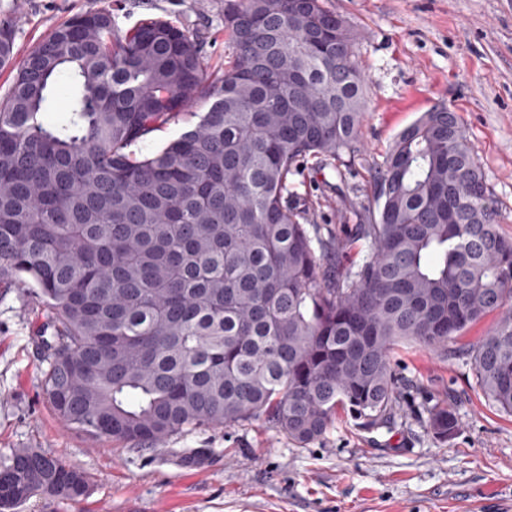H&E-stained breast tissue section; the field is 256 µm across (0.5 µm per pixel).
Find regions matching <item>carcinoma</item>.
<instances>
[{
  "instance_id": "carcinoma-1",
  "label": "carcinoma",
  "mask_w": 512,
  "mask_h": 512,
  "mask_svg": "<svg viewBox=\"0 0 512 512\" xmlns=\"http://www.w3.org/2000/svg\"><path fill=\"white\" fill-rule=\"evenodd\" d=\"M224 72L198 39L112 7L56 26L0 97V284L31 286L57 416L155 446L263 419L305 447L339 411L366 427L399 410L394 353L442 350L498 312L473 352L476 385L512 416V238L457 113L433 106L374 164L355 241L305 223L289 180L310 158L345 177L360 156L367 77L357 34L323 0H228ZM15 19L0 18V68ZM71 89L58 123L55 86ZM202 112H192L196 104ZM151 156L131 147L170 123ZM427 428L446 441L456 413ZM87 479L32 449L0 465V512L76 499Z\"/></svg>"
}]
</instances>
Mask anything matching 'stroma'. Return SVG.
Segmentation results:
<instances>
[{
  "label": "stroma",
  "instance_id": "1",
  "mask_svg": "<svg viewBox=\"0 0 512 512\" xmlns=\"http://www.w3.org/2000/svg\"><path fill=\"white\" fill-rule=\"evenodd\" d=\"M226 0H112L119 32L163 17L203 43L212 70L224 68ZM103 0H0L15 15L14 55L56 25ZM358 32L367 75L362 165L346 194L370 191L373 163L395 136L438 103L456 112L512 237V0H324ZM292 190L312 202L315 223L339 236L336 174L305 165ZM44 318L24 285L0 288V460L40 450L82 471L78 501L35 496L18 512H512V417L476 386L472 347L497 321L489 315L455 342L457 357L414 342L396 354L401 412L392 430H368L339 414L306 447L269 423L206 428L159 448L91 437L64 425L43 391L35 335ZM447 401L459 418L442 442L422 406Z\"/></svg>",
  "mask_w": 512,
  "mask_h": 512
}]
</instances>
